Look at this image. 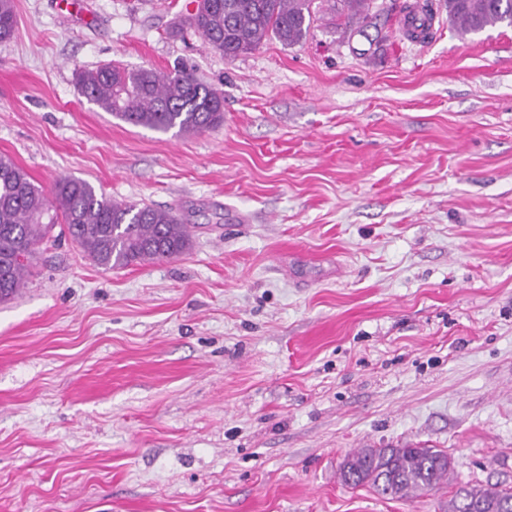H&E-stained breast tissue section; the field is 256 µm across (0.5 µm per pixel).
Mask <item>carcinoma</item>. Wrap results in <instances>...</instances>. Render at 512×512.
<instances>
[{"instance_id":"obj_1","label":"carcinoma","mask_w":512,"mask_h":512,"mask_svg":"<svg viewBox=\"0 0 512 512\" xmlns=\"http://www.w3.org/2000/svg\"><path fill=\"white\" fill-rule=\"evenodd\" d=\"M193 10L175 17L170 34L200 35L213 51L235 59L258 49L271 38L288 45L307 38L319 0H192ZM346 19L366 21L373 0H334ZM448 21L463 33H478L498 24L512 28V0H445ZM410 26L427 36L435 11L423 0L420 11H408ZM14 0H0V41L13 36ZM83 95L103 111L136 127L195 134L224 125V92L198 81L192 70L161 72L153 68L128 71L106 65L77 72ZM66 234L99 267L122 269L178 257L191 248L188 227L171 208L117 202L88 181L62 177L52 196L7 155H0V301L11 299L24 285L26 263L14 260L24 252ZM448 453L418 444L401 448H361L344 459L343 482L368 484L391 498L439 487L453 470ZM448 512H512V490L497 485L461 486Z\"/></svg>"}]
</instances>
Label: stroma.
Here are the masks:
<instances>
[{
    "label": "stroma",
    "instance_id": "1",
    "mask_svg": "<svg viewBox=\"0 0 512 512\" xmlns=\"http://www.w3.org/2000/svg\"><path fill=\"white\" fill-rule=\"evenodd\" d=\"M187 0H15L0 154L174 208L191 250L105 270L39 246L0 302V512H448L512 489V28L413 41L393 0L350 32L232 60L171 36ZM194 71L224 124L134 127L80 69ZM422 444L450 485L346 486ZM342 464V481L346 485L369 484L378 494L391 498L434 490L447 478L450 480L454 468L448 453L418 444L361 448L348 454ZM448 512H512V490L497 485L458 487Z\"/></svg>",
    "mask_w": 512,
    "mask_h": 512
}]
</instances>
